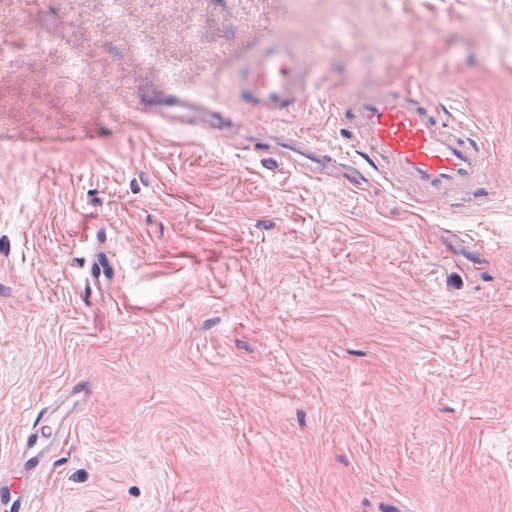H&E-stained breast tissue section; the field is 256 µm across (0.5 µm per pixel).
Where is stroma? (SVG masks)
Here are the masks:
<instances>
[{
  "instance_id": "stroma-1",
  "label": "stroma",
  "mask_w": 512,
  "mask_h": 512,
  "mask_svg": "<svg viewBox=\"0 0 512 512\" xmlns=\"http://www.w3.org/2000/svg\"><path fill=\"white\" fill-rule=\"evenodd\" d=\"M291 2L321 47L302 112L231 95L272 0H129L147 59L75 27L96 0H30L36 41L0 21V468L88 393L37 512H512V0ZM168 78L224 126L144 115ZM398 83L488 138L486 207L248 147L356 159L340 93Z\"/></svg>"
}]
</instances>
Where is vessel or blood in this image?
<instances>
[{
	"label": "vessel or blood",
	"instance_id": "b4317fda",
	"mask_svg": "<svg viewBox=\"0 0 512 512\" xmlns=\"http://www.w3.org/2000/svg\"><path fill=\"white\" fill-rule=\"evenodd\" d=\"M320 53L317 43L297 38L287 28L266 35L239 65L243 78L234 84L235 98L253 112L304 111ZM150 112H191L206 124L220 114L218 108L202 103L195 89L175 82L167 83ZM336 112L353 135L358 161L347 162L309 141L266 130L255 133L251 143L280 156L288 168L340 170L353 183L378 175L417 202L474 210L490 200L493 172L483 135L442 112L419 87H358L340 97ZM86 399L85 389L75 386L40 407L26 428L21 453L0 472V512H33L31 473L51 462Z\"/></svg>",
	"mask_w": 512,
	"mask_h": 512
}]
</instances>
